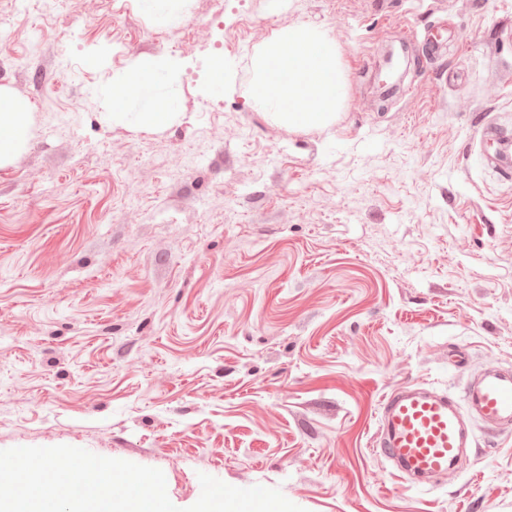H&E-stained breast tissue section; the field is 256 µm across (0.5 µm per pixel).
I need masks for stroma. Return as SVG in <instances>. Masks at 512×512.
Instances as JSON below:
<instances>
[{
	"mask_svg": "<svg viewBox=\"0 0 512 512\" xmlns=\"http://www.w3.org/2000/svg\"><path fill=\"white\" fill-rule=\"evenodd\" d=\"M0 0V90L29 106L0 162V450L69 445L279 489L304 512H512V434L475 425L452 476L408 485L371 450L390 391L462 396L512 367V0ZM334 39L342 110L291 130L254 107L278 29ZM175 70L176 116L113 118L136 61ZM226 77L214 93L211 65ZM436 24H430L428 26H424L423 28H418L414 26L408 30V35L413 39H420L426 49L428 54L431 57H438L444 54L445 45L444 41L438 37V35L434 34L433 31L436 29Z\"/></svg>",
	"mask_w": 512,
	"mask_h": 512,
	"instance_id": "35a3bbf8",
	"label": "stroma"
}]
</instances>
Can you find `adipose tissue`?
<instances>
[{"label": "adipose tissue", "instance_id": "adipose-tissue-1", "mask_svg": "<svg viewBox=\"0 0 512 512\" xmlns=\"http://www.w3.org/2000/svg\"><path fill=\"white\" fill-rule=\"evenodd\" d=\"M254 78L249 100L271 111L274 119L290 129L322 128L336 117L343 104L344 73L336 43L307 26L281 28L252 59ZM163 59L136 63L113 79L111 98L114 116H122L129 101L144 104L139 120L160 127L172 118L171 104L159 92ZM29 106L0 92V160L23 143Z\"/></svg>", "mask_w": 512, "mask_h": 512}]
</instances>
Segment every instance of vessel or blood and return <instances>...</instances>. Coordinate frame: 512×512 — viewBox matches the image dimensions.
<instances>
[{
  "label": "vessel or blood",
  "instance_id": "obj_1",
  "mask_svg": "<svg viewBox=\"0 0 512 512\" xmlns=\"http://www.w3.org/2000/svg\"><path fill=\"white\" fill-rule=\"evenodd\" d=\"M430 56L445 45L433 26L410 28ZM493 434L512 432V370L490 365L467 382L463 399L444 390L407 387L385 394L379 404L377 453L401 478L427 482L454 470L468 445V419Z\"/></svg>",
  "mask_w": 512,
  "mask_h": 512
}]
</instances>
